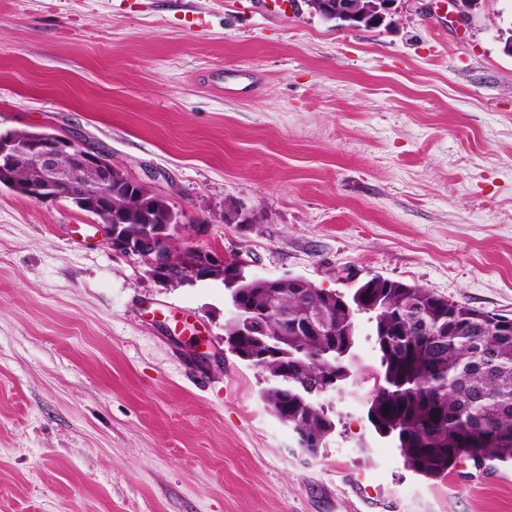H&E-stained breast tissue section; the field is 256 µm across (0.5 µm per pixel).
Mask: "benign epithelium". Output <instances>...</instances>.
<instances>
[{"label": "benign epithelium", "mask_w": 512, "mask_h": 512, "mask_svg": "<svg viewBox=\"0 0 512 512\" xmlns=\"http://www.w3.org/2000/svg\"><path fill=\"white\" fill-rule=\"evenodd\" d=\"M395 0H309L311 12L322 18H334L344 27L360 29L362 26L379 27L392 24ZM453 11L449 18L465 26L469 24L480 0H449ZM0 169L24 171L21 182L8 183L9 188L36 202H53L65 196L83 199L99 211L107 213L109 222L98 225L105 244L115 253L137 258L147 273L166 285H190L199 281L221 280L224 269L245 271L248 261L239 256H226L221 252L186 246L173 247L172 227L182 225L185 219L166 214L160 221L146 216L135 227L125 222L128 212L138 207L144 192L151 188L143 182H135L137 190L128 197V205L115 208L112 205V173L124 169L112 162V155L96 147L84 144L65 133L13 129L7 135L0 134ZM227 224H253L257 214L253 210L233 208L223 216ZM287 278L262 279L274 285L265 295L264 306L253 316H246L245 308L233 298L228 321L238 325L241 335L263 336L266 334L267 317L278 322L277 335L266 340L269 351L265 359L276 358V349L288 340V308L280 304L281 286ZM336 318L331 312L316 306L309 310L302 325L307 336H325L334 332Z\"/></svg>", "instance_id": "7a95c632"}]
</instances>
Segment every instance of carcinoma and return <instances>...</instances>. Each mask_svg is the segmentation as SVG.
<instances>
[{"instance_id":"carcinoma-1","label":"carcinoma","mask_w":512,"mask_h":512,"mask_svg":"<svg viewBox=\"0 0 512 512\" xmlns=\"http://www.w3.org/2000/svg\"><path fill=\"white\" fill-rule=\"evenodd\" d=\"M288 322L323 303L284 292ZM336 335L291 336L278 362L288 378L265 399L288 426L320 442L333 422L305 387L314 376L352 377L356 314H371L380 353L368 420L396 442L408 468L426 478L461 461L512 468V318L488 314L429 290L372 277L346 296L334 292Z\"/></svg>"}]
</instances>
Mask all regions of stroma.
<instances>
[{"mask_svg":"<svg viewBox=\"0 0 512 512\" xmlns=\"http://www.w3.org/2000/svg\"><path fill=\"white\" fill-rule=\"evenodd\" d=\"M394 9L347 29L304 4L0 0V131L107 151L207 219L176 246L248 274L379 275L512 318V0L464 27ZM239 203L257 223L224 222ZM227 304L155 282L72 202L0 188V512H512V470L427 479L375 432L367 313L312 455L228 351Z\"/></svg>","mask_w":512,"mask_h":512,"instance_id":"35a3bbf8","label":"stroma"}]
</instances>
